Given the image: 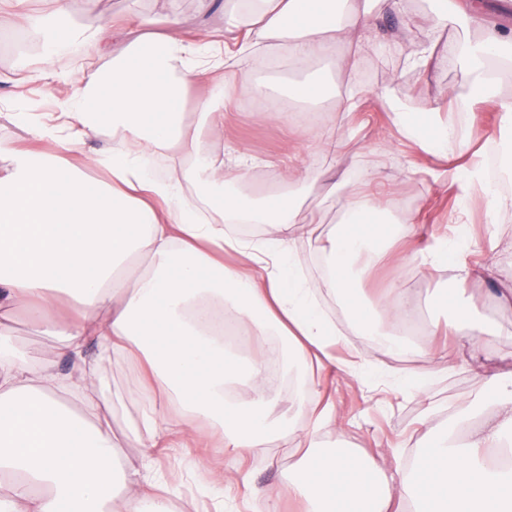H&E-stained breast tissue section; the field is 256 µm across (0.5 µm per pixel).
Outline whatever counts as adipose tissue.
Returning a JSON list of instances; mask_svg holds the SVG:
<instances>
[{"label":"adipose tissue","instance_id":"ef3b65f1","mask_svg":"<svg viewBox=\"0 0 512 512\" xmlns=\"http://www.w3.org/2000/svg\"><path fill=\"white\" fill-rule=\"evenodd\" d=\"M14 27L40 34V65L59 86L57 57L74 45L108 48L109 31L90 17L68 24L69 0H53L58 23L45 28L26 0H8ZM226 14L228 29L245 28L253 47L274 40L297 57L328 45L365 43L375 19L396 0H239ZM160 33L130 40L98 77L58 98L57 111L36 120L12 113L27 134L58 145V152L0 147V512H170L182 496L143 472V463L116 466V444L99 424L112 399L99 378L100 361L139 365L132 395L148 406L130 421L128 436L139 448H168L188 430L190 419L207 418L223 439L218 453L231 460L205 495L243 499L249 512H277L270 488L251 483L245 466L260 460L270 443L288 440L300 449L290 494L303 512H512V370L498 374L500 390L490 419L427 431L417 461L392 484L382 459L350 451L322 452L315 437L336 421L334 403L294 393L297 418L273 420L277 403L263 384L268 360L280 352L304 369L336 367V325L321 310L319 290L339 297L363 335L387 337L390 352L402 350L399 333L413 312L401 289L374 306L358 294L364 270L357 260L411 242L415 219L394 225L384 218L379 196L353 193L344 219L329 237L327 274L305 279L296 248L311 234L301 216L300 192L316 179L298 159L282 161L283 191L253 202L236 192L256 168L238 150L233 165L223 155L198 150L203 134L222 136L224 108L234 87L214 60L209 34L185 43L179 21L159 19ZM469 64L471 90L490 101L500 124L512 131V97L497 94L498 74L512 69V31L449 44ZM204 81L208 98L197 118L184 119L190 84ZM407 138L429 153L448 154L457 144L453 127L420 112H403ZM109 136V153H82L89 134ZM173 163L170 176L155 177L156 158ZM104 172L89 180L88 169ZM231 224H263L257 239L228 232ZM463 246L437 237L420 263L459 284L477 271L462 258ZM147 262L128 280L129 262ZM30 306L58 347L29 360L11 341L10 314ZM232 315L244 337L281 336L260 361L241 362L224 346L213 316ZM96 360L85 358L88 343ZM68 354L73 373L56 369ZM178 405L172 416L170 405Z\"/></svg>","mask_w":512,"mask_h":512}]
</instances>
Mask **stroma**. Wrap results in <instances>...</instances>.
Returning a JSON list of instances; mask_svg holds the SVG:
<instances>
[{"mask_svg": "<svg viewBox=\"0 0 512 512\" xmlns=\"http://www.w3.org/2000/svg\"><path fill=\"white\" fill-rule=\"evenodd\" d=\"M225 2L209 0L203 6L199 0H70L69 17L78 23L95 16L110 24L112 47L118 50L141 34L146 19L173 14L186 41L209 33L220 58L224 55ZM461 7L465 12L462 24L438 29L432 23L428 0H399L377 22L381 36H398V50L359 49L350 43L338 47L333 85L323 96L319 117L341 140L335 155L318 154L298 118L301 104L279 93L258 99L242 81L236 82L234 101L224 111L223 139L200 142L201 148L221 150L228 156L240 146L265 161V168L239 188L249 199L275 188L274 165L288 154H299L314 170L336 175V187L318 180L308 188L305 205L314 211L316 231L312 239L301 241L300 249L303 272L313 282L322 276L323 248L341 222L350 189L366 182L375 169H383L388 181L380 193L391 217L401 223L416 216L421 232L408 246L395 248L386 257H365L369 270L359 287L373 302L380 301L388 289H406L416 303L419 321L415 346L426 340L430 324L452 331L457 328L452 302L459 287L447 275L427 274L420 253L433 233L453 226L459 213H466L465 233L480 248L466 252L465 258L470 265L493 269L492 276L469 281L465 295L488 329L473 339L489 360L488 373L476 374L471 347H461L450 369L432 377L425 397H418L409 387L394 382L396 376L421 370L423 362L415 347L388 355L380 343L351 327L336 297L324 291L319 294L324 313L344 338L336 348L340 365L330 372H316L311 381L336 406V425L322 428L319 444L329 450L362 449L382 457L391 476L398 475L412 458L430 428L447 424L449 417L488 393L493 372L512 367V220L488 223L481 189L464 187L456 177L477 162V148L504 150L508 136L499 130L496 108L471 95L467 67L446 54L449 42L476 39L494 27H512V8H506L504 0H461ZM11 34L10 27L0 28V144L6 146L24 144L27 138L8 117L14 105L36 114L57 109L52 80L42 77L38 64L20 67L18 50L9 42ZM430 40L437 44L436 64L426 70L411 69L409 53ZM433 108L439 122L458 128L459 146L446 156L423 151L397 124V113ZM12 317V340L28 357L38 358L52 345V338L33 327V316L26 308L15 307ZM137 374L133 363L107 364L101 370L112 396V407L101 421L110 425L118 445L117 464L147 458L150 474L171 486L190 484L202 458L208 459L212 472L223 471V458L210 456L208 449L190 441L177 448L148 450L127 443L125 430L138 409L127 390ZM295 463L294 456L275 447L266 462L254 465L250 476L259 485L284 490Z\"/></svg>", "mask_w": 512, "mask_h": 512, "instance_id": "1", "label": "stroma"}]
</instances>
